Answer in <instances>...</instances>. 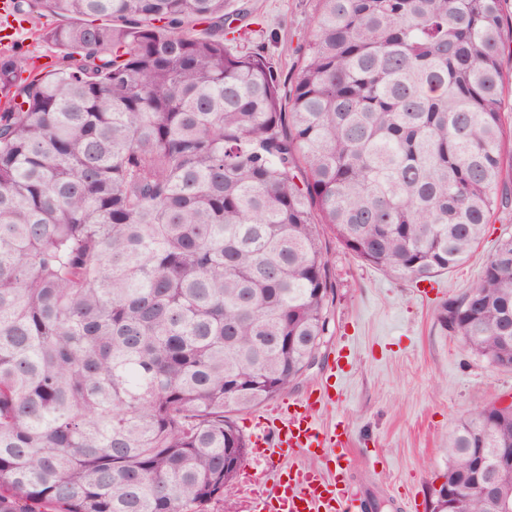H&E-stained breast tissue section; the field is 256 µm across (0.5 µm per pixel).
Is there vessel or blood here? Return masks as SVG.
Masks as SVG:
<instances>
[{
	"label": "vessel or blood",
	"mask_w": 512,
	"mask_h": 512,
	"mask_svg": "<svg viewBox=\"0 0 512 512\" xmlns=\"http://www.w3.org/2000/svg\"><path fill=\"white\" fill-rule=\"evenodd\" d=\"M333 401L329 386L322 385L286 405L282 418L269 423L268 433L257 435L258 457L271 466L282 453L297 449L316 456L329 448L348 447L344 424L324 429L316 421L317 408ZM251 505L254 512H359V495L344 471L291 467L279 473L273 486L258 485Z\"/></svg>",
	"instance_id": "1"
}]
</instances>
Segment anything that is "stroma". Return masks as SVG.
Returning a JSON list of instances; mask_svg holds the SVG:
<instances>
[{"label": "stroma", "instance_id": "1", "mask_svg": "<svg viewBox=\"0 0 512 512\" xmlns=\"http://www.w3.org/2000/svg\"><path fill=\"white\" fill-rule=\"evenodd\" d=\"M241 2L248 15L240 23L238 50L263 52L283 80L293 81L316 0ZM57 22L47 13L18 24L17 52L38 55L45 70H53L56 54L36 31ZM508 234L512 206L494 212L464 263L415 282L362 264L325 233L333 291L319 361L279 395L234 413L236 425L252 437L276 407L335 379L336 401L318 412L317 421L347 425L350 444L338 462L351 482L364 496L394 503L396 512H433L434 489L448 465L449 432L461 418L512 398V370L473 355L442 322L448 300L478 281L486 256Z\"/></svg>", "mask_w": 512, "mask_h": 512}]
</instances>
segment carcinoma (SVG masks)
I'll return each mask as SVG.
<instances>
[{
  "label": "carcinoma",
  "mask_w": 512,
  "mask_h": 512,
  "mask_svg": "<svg viewBox=\"0 0 512 512\" xmlns=\"http://www.w3.org/2000/svg\"><path fill=\"white\" fill-rule=\"evenodd\" d=\"M505 2L318 0L287 90L232 0H11L62 22L51 74L0 54V512H207L231 413L329 332L320 225L415 282L469 256L512 195ZM443 322L512 363V235ZM488 411L448 435L465 512L468 450L512 447Z\"/></svg>",
  "instance_id": "obj_1"
}]
</instances>
